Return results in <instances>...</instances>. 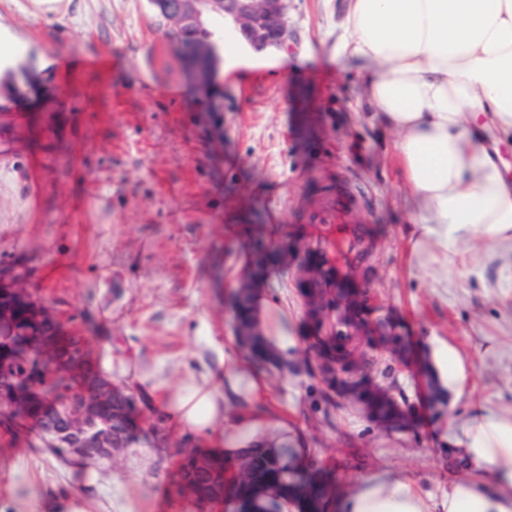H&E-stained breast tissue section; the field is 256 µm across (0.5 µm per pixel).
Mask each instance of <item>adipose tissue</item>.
I'll return each mask as SVG.
<instances>
[{
    "label": "adipose tissue",
    "instance_id": "adipose-tissue-1",
    "mask_svg": "<svg viewBox=\"0 0 512 512\" xmlns=\"http://www.w3.org/2000/svg\"><path fill=\"white\" fill-rule=\"evenodd\" d=\"M335 52L359 65L367 101L396 135L411 200L412 258L435 263L444 286L465 264L463 242L512 250V178L501 155L512 142V0H346ZM224 55L246 70L288 58L283 49L255 52L235 34ZM252 316L266 344L292 357L297 342L279 323L281 309L263 299ZM427 359L437 389L466 403L459 424L437 430L463 473L436 495L406 472L378 468L337 490L329 512H512V413L467 399V361L447 340L429 338ZM104 373L160 399L178 431L214 440L228 463L252 448H292L295 463L310 455L295 427L264 410V376L233 349L217 369L175 386L162 367L144 371L125 359L106 362ZM94 469L74 457L63 472L78 476L80 486L41 489L30 478L21 490L9 470L0 512H32L35 499L41 512H134L128 501L91 489Z\"/></svg>",
    "mask_w": 512,
    "mask_h": 512
}]
</instances>
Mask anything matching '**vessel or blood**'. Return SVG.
I'll use <instances>...</instances> for the list:
<instances>
[{
  "label": "vessel or blood",
  "instance_id": "vessel-or-blood-1",
  "mask_svg": "<svg viewBox=\"0 0 512 512\" xmlns=\"http://www.w3.org/2000/svg\"><path fill=\"white\" fill-rule=\"evenodd\" d=\"M357 202L344 185H337L330 202L310 212L306 221L322 225L324 234L316 237L309 256L316 268L323 270L319 285L337 291L361 294L365 285L356 274L368 255L360 223L355 219Z\"/></svg>",
  "mask_w": 512,
  "mask_h": 512
}]
</instances>
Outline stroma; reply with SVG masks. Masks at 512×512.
<instances>
[{
  "label": "stroma",
  "instance_id": "1",
  "mask_svg": "<svg viewBox=\"0 0 512 512\" xmlns=\"http://www.w3.org/2000/svg\"><path fill=\"white\" fill-rule=\"evenodd\" d=\"M344 0H288V61L217 70L194 84L174 25L148 0H0L16 50L0 86L37 95L0 107V270L94 361L164 363L171 384L237 345L229 303L240 291L283 306L298 352L267 373L276 417L302 426L315 463L343 486L385 466L441 494L456 465L434 448L433 393L420 359L427 336L471 362L473 395L512 411V258L482 242L439 287L410 255V198L394 134L372 124L362 79L335 57ZM105 54L108 69L78 59ZM361 195L370 240L363 323L352 374H327L312 348L314 301L306 213L336 183ZM134 440L97 463L100 485L137 512H195L174 497L182 449L159 404L125 388ZM44 444L0 436V464L62 481Z\"/></svg>",
  "mask_w": 512,
  "mask_h": 512
}]
</instances>
